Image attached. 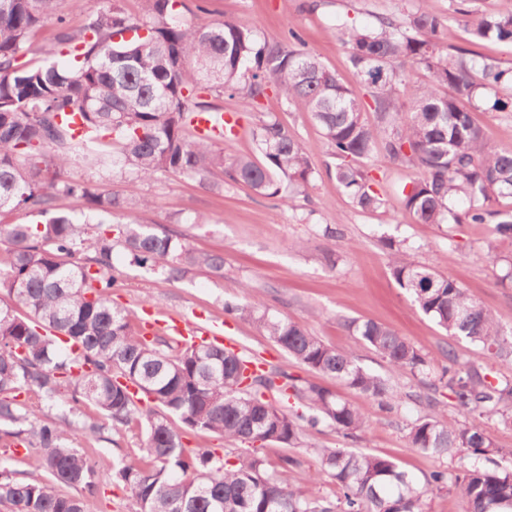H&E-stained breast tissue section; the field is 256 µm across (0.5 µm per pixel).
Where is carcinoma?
Segmentation results:
<instances>
[{"mask_svg":"<svg viewBox=\"0 0 512 512\" xmlns=\"http://www.w3.org/2000/svg\"><path fill=\"white\" fill-rule=\"evenodd\" d=\"M57 0H0V212L28 209L49 216L44 224L0 227V443L21 446L41 470L38 480L16 477L0 458V507L4 512H98L99 468L129 493L130 512H424L431 491L455 489L468 512H512V470L494 460L492 437L480 425L448 417L435 393L446 388L456 405L479 419L512 426V382L494 384L454 353L435 370L420 350L393 328L347 323L364 345L395 373L421 376L424 392L400 394L305 328L270 313L260 300L224 304L254 324L307 370L374 399L388 412L410 401L422 414L406 425L411 447L458 458L456 473L431 471L420 481L390 458L312 446L315 471L284 454L269 469L253 447L239 465L208 448H186L182 430L215 433L240 444L294 448L319 427L355 441L366 419L329 389L285 371H244L255 362L206 341L169 350L144 336L134 315L112 303L113 243L130 265L184 279L195 269L224 275V255L195 249L163 224L103 221L151 201L139 184L172 173L224 188L222 176L261 196L288 204L312 177L309 153L276 118L259 121L253 136L264 162L224 151V130L201 135L200 112L222 120L215 100L229 94L250 108L272 88L313 113L336 158L335 177L362 210L386 206L373 190L366 162L382 152L413 172L399 204L419 224H484L512 241V214L496 205L512 198V147L492 146L466 108L512 109L497 95L503 73L475 65L444 47L441 16L426 7L401 21L381 18L371 27L338 25L340 40L370 101L341 84L314 53L297 49L294 31L280 41L260 38L250 26L226 20L194 27L181 19L182 0H147L150 20L114 4L82 14L74 27L56 20L39 62L23 60L32 32ZM476 40L512 45V13L477 15L463 8ZM147 30L144 39L115 40L124 30ZM423 68L428 79L410 80ZM373 111L369 122L365 112ZM79 112L85 135L60 119ZM80 157L127 179L121 192L67 175ZM72 200L95 222L57 211ZM392 275L414 304L448 335L491 357L512 358V336L490 310L452 276L390 256ZM26 399L21 400L19 396ZM146 397L156 409L139 406ZM302 409L288 406L290 399ZM108 429L138 431L143 447L135 460H91L72 446L80 433L102 439ZM336 482V497H306L300 481ZM73 488L78 494L68 492Z\"/></svg>","mask_w":512,"mask_h":512,"instance_id":"cac0c4a2","label":"carcinoma"}]
</instances>
